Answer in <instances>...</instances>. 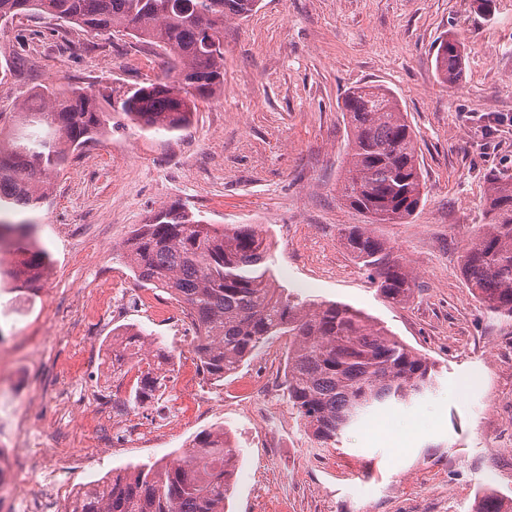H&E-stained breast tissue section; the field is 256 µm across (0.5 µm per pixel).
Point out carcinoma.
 I'll list each match as a JSON object with an SVG mask.
<instances>
[{
  "instance_id": "cac0c4a2",
  "label": "carcinoma",
  "mask_w": 512,
  "mask_h": 512,
  "mask_svg": "<svg viewBox=\"0 0 512 512\" xmlns=\"http://www.w3.org/2000/svg\"><path fill=\"white\" fill-rule=\"evenodd\" d=\"M259 0H0V20L48 16L86 33L125 32L165 50L173 73L129 91L123 114L148 131L188 127L197 102L224 93V20L245 18ZM450 35L435 56L439 78L462 77L465 55ZM341 111L347 120L340 197L366 219L341 232L376 293L394 305L408 303L417 277L376 224H403L419 209L424 179L417 136L398 98L384 85L349 90ZM11 120L24 132L6 140L0 130V208L36 210L51 174L69 155L99 140L110 117L95 94L81 87L32 91ZM485 223L477 225L461 259L472 293L494 317L512 320V173L487 176ZM31 226L0 222V247L14 257L0 275L33 286L47 253L30 237ZM126 262L144 285L182 303L194 325L192 352L200 373L220 382L273 336L289 337L284 384L304 427L323 446L378 406L408 403L432 390L436 371L428 359L386 327L345 303L298 301L276 280L270 243L252 224L220 229L189 208L171 204L154 212L125 243ZM169 351L142 329L112 336V381L132 371L136 384L113 403L126 411L155 397ZM236 449L224 430L197 434L171 465H136L75 494L65 512H224ZM476 512H512V498L485 494Z\"/></svg>"
}]
</instances>
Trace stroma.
Listing matches in <instances>:
<instances>
[{"label": "stroma", "mask_w": 512, "mask_h": 512, "mask_svg": "<svg viewBox=\"0 0 512 512\" xmlns=\"http://www.w3.org/2000/svg\"><path fill=\"white\" fill-rule=\"evenodd\" d=\"M27 48H19L17 34ZM468 57L443 84L435 50L447 34ZM171 58L123 32L87 34L49 18L0 23V112L31 89L81 86L101 109L134 85L164 77ZM391 89L417 134L426 183L418 213L378 224L416 274L403 306L379 299L343 248L340 232L363 223L343 204L338 174L354 86ZM512 171V0L483 14L475 0H262L224 23V93L200 103L184 131L137 128L113 113L109 132L54 175L43 206L9 214L33 220L49 256V281L0 282V366L19 367L18 412L52 410L48 385L72 383L76 400L112 399L107 353L113 329L133 324L172 353L163 401L140 418L164 425L143 443L98 445L92 419L61 418L54 433L70 486L177 457L193 436L224 429L240 450L225 512H474L487 470L512 496V321L490 316L467 288L461 254L483 221L485 176ZM176 202L213 224H253L267 236L272 269L292 296L361 309L433 361L435 393L395 406L320 446L288 401V339L277 336L224 381L199 380L203 403L179 418L180 380L194 364L193 332L157 315L170 303L147 290L123 258L131 232ZM266 375L284 430L251 420L233 390ZM88 468H73V449Z\"/></svg>", "instance_id": "obj_1"}]
</instances>
